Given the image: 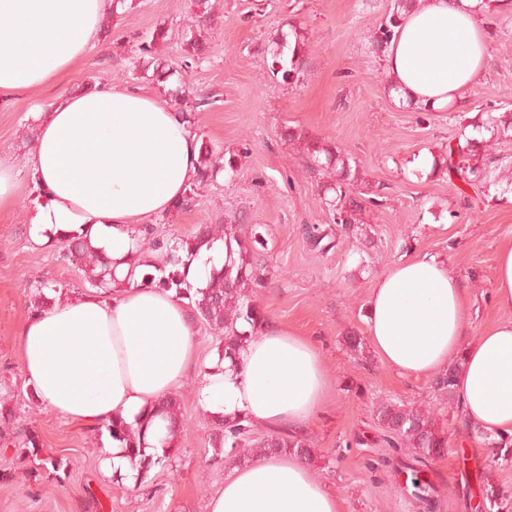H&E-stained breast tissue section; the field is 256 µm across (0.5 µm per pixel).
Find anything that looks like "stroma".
I'll list each match as a JSON object with an SVG mask.
<instances>
[{
  "label": "stroma",
  "mask_w": 512,
  "mask_h": 512,
  "mask_svg": "<svg viewBox=\"0 0 512 512\" xmlns=\"http://www.w3.org/2000/svg\"><path fill=\"white\" fill-rule=\"evenodd\" d=\"M389 0H221L207 27L205 59L186 66L182 34L192 23L188 0H133L86 57L36 93L0 105V158L13 163L15 203L0 210V512H207L211 496L234 468L208 442L213 418L202 406V377L183 380L176 393L182 419L176 446L149 472L105 475V429L75 426L48 413L19 365L18 332L32 313L33 287L53 284L62 300L91 287L63 259L60 244H37L28 224L34 191L26 161L34 146L30 114L87 84L152 88L139 69L138 47L154 29H168L154 56L173 76L160 98L186 87L207 97L193 128L218 152L235 155L234 178H217L183 210L158 217L156 231L184 238L200 224L238 216L261 227L271 285L257 294L270 320L294 327L317 346L328 382L320 412L301 432L314 450L313 474L343 501V512H421L403 490L406 476L383 465L390 450L375 418L380 401L433 412L448 435L444 456L423 475L434 486L432 512H476L470 489L477 469L512 493V462L471 434L456 401L428 377L403 378L371 346L351 352L350 335L366 336L365 309L374 278L415 253L443 259L468 289L466 317L478 334L508 313L494 302V261L512 241V199L468 191L460 180L414 179L408 163L420 152L439 154L473 136L479 107L512 103V11L485 18L490 47L486 73L455 117L396 108L389 77L371 35ZM296 26L309 51L298 82L269 71L264 48L274 34ZM298 140H289L285 128ZM336 146L356 168L364 196L381 204L363 214L364 239L311 251L307 224L329 222L319 176L307 172L302 139ZM33 447H22L23 438ZM61 461L60 470L50 461Z\"/></svg>",
  "instance_id": "obj_1"
}]
</instances>
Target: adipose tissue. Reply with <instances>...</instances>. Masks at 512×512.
Returning a JSON list of instances; mask_svg holds the SVG:
<instances>
[{"instance_id": "ef3b65f1", "label": "adipose tissue", "mask_w": 512, "mask_h": 512, "mask_svg": "<svg viewBox=\"0 0 512 512\" xmlns=\"http://www.w3.org/2000/svg\"><path fill=\"white\" fill-rule=\"evenodd\" d=\"M490 5L511 10L512 0H419L403 11L383 53L396 104L442 111L467 99L489 57L482 17ZM112 9V0H0V102L43 89L80 61ZM31 119L34 235L87 234L117 266L111 292L74 296L26 320L21 373L48 412L87 428L140 424L146 444L162 450L166 423L149 410L192 371L194 320L174 294L145 283L154 255L132 259L142 225L173 211L196 177L200 138L183 113L138 86H88ZM466 300L444 260H402L373 282L370 344L404 377L459 363L465 423L494 439L512 436V319L468 336ZM202 382L210 415L295 430L320 409L327 372L311 340L268 322L238 364L209 365ZM208 512H341V503L304 461L274 456L234 469Z\"/></svg>"}]
</instances>
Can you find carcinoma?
<instances>
[{
    "mask_svg": "<svg viewBox=\"0 0 512 512\" xmlns=\"http://www.w3.org/2000/svg\"><path fill=\"white\" fill-rule=\"evenodd\" d=\"M414 0H392L391 8L385 19L378 25L372 35V46L380 51L392 35L398 24L401 11ZM195 11L194 25L183 36V50L187 59L186 66L201 58V29L216 7V0H192ZM309 45L307 37L293 27L289 34H282L271 40L266 53L270 56L273 73L289 81L297 79L303 70L305 56ZM499 107L494 106L484 114L487 118L472 124L475 130L485 129L498 138H512V112L494 115ZM485 140L466 139V145L448 147L435 160L438 172L447 176H456L465 185L480 190L487 184L488 171L494 163L493 157L478 154L477 145ZM307 155L306 167L312 173L326 167L336 171V180L323 185L324 204L328 210L331 223L335 227H321L317 224L305 226L306 241L313 250L325 251L333 247V234L356 237L362 234L361 215L370 206H380L382 201L373 197H362L355 192L358 177L351 171L348 158L333 150L323 141L305 142ZM221 172L232 176L237 172L234 158H225L207 147H202L198 177L187 188L178 208H183L192 199L195 191L211 183ZM242 224L225 223L221 233H216L213 226L206 225L192 236L176 245L156 235L154 229L143 230L142 244L163 252V261L156 267L159 277H151L149 282H158L159 287L175 290L184 296L193 311L195 321L205 323L211 330L221 336L218 353L223 359H236L240 351L252 337L258 335L260 325L267 321L263 310L258 306L255 295L269 286L266 268L257 256L258 245L262 237L257 228H252L249 237L240 232ZM222 240L225 246L224 267L212 269L209 286L205 289H192L179 271L167 269L181 262L178 252L184 250L188 257H193L192 249L201 247L207 240ZM64 256L84 272L91 287L109 289L112 285V261L100 256L83 236H74L62 240ZM458 366L452 365L448 370L434 377L435 391L444 396H454L453 380ZM150 412L169 421L171 436H176L180 422V404L172 394L157 402ZM378 423L385 429L383 442L391 448H412L415 456L413 462L404 463L411 472L410 495L422 504L429 503L433 487L427 480L420 479L421 471L415 464H424L428 459L440 455L448 447V436L437 429L429 413L420 409L398 405L391 401H381L375 407ZM214 428L209 434V443L213 448H230L238 462H247L253 458L290 455L304 461L313 457L312 448L302 438L293 433H280L254 441L250 437L251 424L247 416L222 417L213 421ZM110 437L122 444V448L131 466L143 472L150 471L162 463L166 456L146 454L140 445L139 430L124 423L105 424ZM485 502L490 507L500 506V502L509 498V494L495 486L488 477H479Z\"/></svg>",
    "mask_w": 512,
    "mask_h": 512,
    "instance_id": "obj_1",
    "label": "carcinoma"
}]
</instances>
